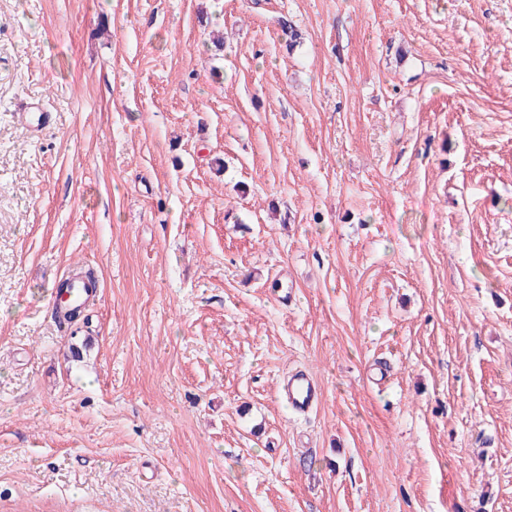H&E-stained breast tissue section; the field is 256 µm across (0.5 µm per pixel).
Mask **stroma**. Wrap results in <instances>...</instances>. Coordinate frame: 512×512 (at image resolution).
<instances>
[{"label": "stroma", "mask_w": 512, "mask_h": 512, "mask_svg": "<svg viewBox=\"0 0 512 512\" xmlns=\"http://www.w3.org/2000/svg\"><path fill=\"white\" fill-rule=\"evenodd\" d=\"M0 512H512V0H0ZM278 397L298 415L308 414L319 403L321 389L315 378L306 371L298 370L279 384Z\"/></svg>", "instance_id": "obj_1"}]
</instances>
